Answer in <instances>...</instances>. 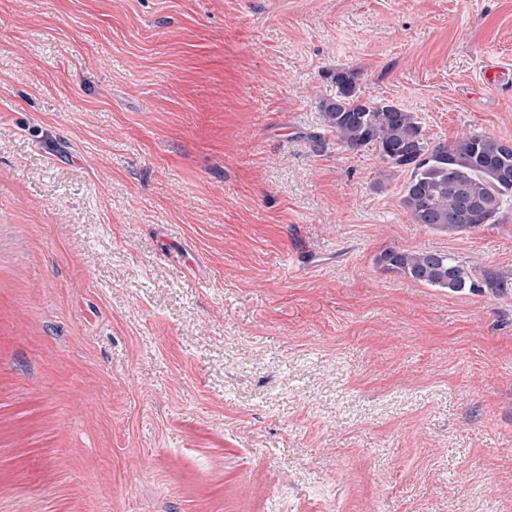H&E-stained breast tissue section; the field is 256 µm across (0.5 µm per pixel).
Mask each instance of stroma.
<instances>
[{"instance_id": "35a3bbf8", "label": "stroma", "mask_w": 512, "mask_h": 512, "mask_svg": "<svg viewBox=\"0 0 512 512\" xmlns=\"http://www.w3.org/2000/svg\"><path fill=\"white\" fill-rule=\"evenodd\" d=\"M512 0H0V512H512V205L446 235L333 71L512 140ZM383 270L396 272L448 293L512 294V268L476 270L448 253L389 248L375 258Z\"/></svg>"}]
</instances>
